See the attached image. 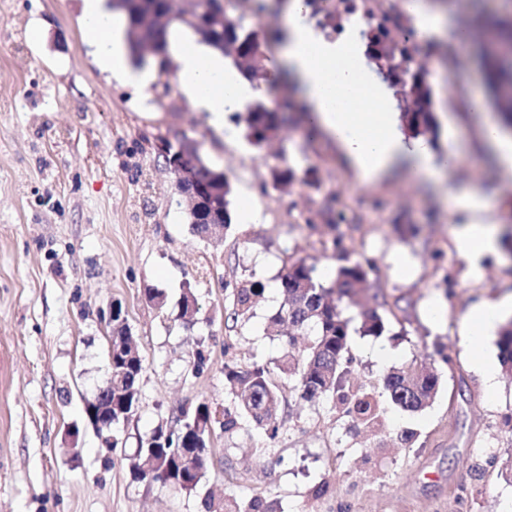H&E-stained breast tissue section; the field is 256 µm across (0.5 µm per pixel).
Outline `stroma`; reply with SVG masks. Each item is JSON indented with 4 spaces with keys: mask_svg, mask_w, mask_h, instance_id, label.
I'll list each match as a JSON object with an SVG mask.
<instances>
[{
    "mask_svg": "<svg viewBox=\"0 0 512 512\" xmlns=\"http://www.w3.org/2000/svg\"><path fill=\"white\" fill-rule=\"evenodd\" d=\"M221 2L276 56L285 0ZM80 16L81 0H0V512H206L209 494L274 500L283 512H512L503 469L512 456V379L499 375L491 390L471 367L475 357L498 361L496 331L475 345L462 340L472 306L512 294L503 250L471 277L454 248L459 214L411 170L360 184L335 142L306 123L287 77L264 98L288 97L292 120L257 147L235 113L213 127L182 93L175 65L145 96L110 81ZM402 23L437 73L429 81L434 165L446 168L448 186L496 197L485 218L512 232V175L489 159L468 109L481 87L473 44L421 31L412 16ZM182 138L224 171L232 207L246 201L256 214L231 224L223 241L192 233L162 164L160 142ZM285 166L297 177L287 192L270 177ZM331 210L344 222L328 223ZM344 251L372 262L369 283L387 301L409 305L383 336L350 338L351 378L381 402L373 428L344 416L332 397L301 398L279 368L289 335L269 327L289 260L314 258L329 282ZM252 281L264 286L252 317L226 327L233 289ZM186 285L198 302L189 322L177 306ZM150 289L166 295L165 306L147 300ZM114 301L126 309L144 371L140 406L111 449L85 405L108 373L103 315ZM255 363L285 397L276 439L243 416L232 431L215 429L200 491L133 478L125 448L171 428L180 409L230 406L225 365ZM417 363L432 365L440 385L430 406L409 412L390 401L383 379ZM406 431L412 444L400 441Z\"/></svg>",
    "mask_w": 512,
    "mask_h": 512,
    "instance_id": "35a3bbf8",
    "label": "stroma"
}]
</instances>
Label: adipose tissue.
<instances>
[{
  "label": "adipose tissue",
  "instance_id": "ef3b65f1",
  "mask_svg": "<svg viewBox=\"0 0 512 512\" xmlns=\"http://www.w3.org/2000/svg\"><path fill=\"white\" fill-rule=\"evenodd\" d=\"M83 14L100 68L118 82L147 92L155 75L130 66L125 17L108 12L103 0H83ZM309 14L304 0H290L283 17L287 39L279 51L306 104L309 123L336 143L360 182H379L406 165L430 183L443 184L444 172L432 164L427 145L408 140L393 98L369 75L357 33L348 30L327 39L314 29ZM168 53L177 65L180 88L196 108L208 112L215 128H223L226 113L244 110L261 94L255 83L203 43L172 41ZM469 104L481 117L483 145L501 169L512 171V132L502 128L483 94H472ZM446 198L454 211L466 216L453 235L456 254L473 277H481L480 259L494 251L497 231L495 225L479 221L478 215L495 201L468 188L447 189Z\"/></svg>",
  "mask_w": 512,
  "mask_h": 512
}]
</instances>
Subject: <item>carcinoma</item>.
<instances>
[{"mask_svg":"<svg viewBox=\"0 0 512 512\" xmlns=\"http://www.w3.org/2000/svg\"><path fill=\"white\" fill-rule=\"evenodd\" d=\"M344 7L356 12L362 7L366 27L360 37L367 41L370 56L378 69L391 81L400 102L403 119L410 133L425 137L429 142L438 138L439 126L432 111L431 88L427 82V69L415 65L417 46L411 37L402 34L398 17L382 11L361 0H340ZM311 9L322 15L320 25L336 30L342 13L333 0H307ZM205 9V23L199 25L185 19L167 0H112V10L123 14L128 21L127 42L132 61L137 66L146 64L147 51L155 46L166 48L164 36L170 21H178L198 36L199 40L224 54L230 63L246 78L257 81L264 77L267 60L266 44L256 32L230 18L220 0H201ZM472 26L488 35L483 46L487 85L493 102L500 108L502 125L512 130V10L501 14H478ZM244 124L246 138L261 146L274 137L286 117L278 115L264 100L254 102L238 115ZM274 186L286 190L295 180L289 167L271 172ZM229 181H224L223 192L200 202V215H191L190 226L194 235H200L207 221H219L224 229L232 224ZM344 264L336 271L333 284L325 286L317 274L315 264L306 258L289 261L280 275L283 301L271 316V321H286L298 330L311 333V340L299 352L284 354L280 369L295 378V387L308 398L323 395L333 397L336 407L362 424L377 422L381 407L376 392L367 389L353 390L348 384L349 340L352 333L379 337L386 331V322L377 311L363 310L362 299L366 292L363 284L367 269L360 261H349L342 253ZM262 293L258 283L243 285L233 290V300L227 319L236 324L252 317V299ZM501 365L512 377V318L501 325L499 331ZM112 426L113 430L125 424L139 407L138 382L144 370L143 359L130 356L133 349L129 325L112 329ZM439 376L434 371H417L410 366L389 372L384 387L391 401L407 411H419L430 404L438 391ZM224 388L232 398L233 409H224L222 427L228 432L236 427L237 418L244 415L262 427L271 437L278 434L280 424L274 411L283 399L279 386L269 371L255 364L247 369L224 366ZM175 422L189 423L201 430V437L210 438L216 415L206 402L193 410H181ZM159 437L155 432L151 441L139 439V446L126 455L129 468L135 477L149 469L155 472L154 481L180 492H196L207 469L204 449H198L191 464L180 462V449L154 448L152 441ZM208 512H276L273 504L258 497L249 500L228 498L214 503L205 498Z\"/></svg>","mask_w":512,"mask_h":512,"instance_id":"carcinoma-1","label":"carcinoma"}]
</instances>
